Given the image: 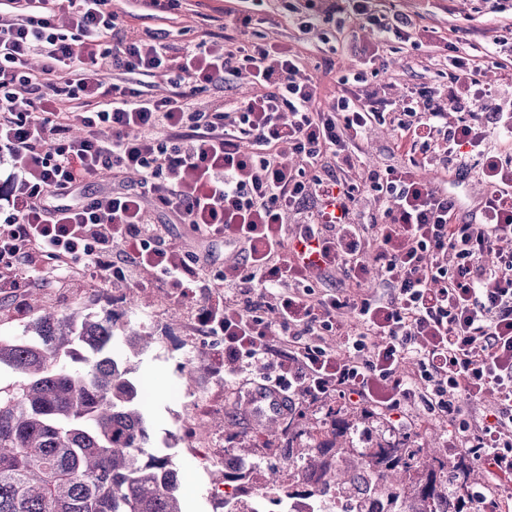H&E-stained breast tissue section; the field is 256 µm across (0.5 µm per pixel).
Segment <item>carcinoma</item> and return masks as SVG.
Segmentation results:
<instances>
[{"label":"carcinoma","instance_id":"carcinoma-1","mask_svg":"<svg viewBox=\"0 0 512 512\" xmlns=\"http://www.w3.org/2000/svg\"><path fill=\"white\" fill-rule=\"evenodd\" d=\"M153 339L118 330L115 314L43 309L24 335L0 337V367L19 380L0 390V512H182L180 478L171 456L149 451L144 386L113 352ZM88 353L86 368L67 359ZM373 413L361 421L331 414L332 440L311 443L288 457L296 471L288 489L268 484L277 502L316 501L335 484L336 462L349 461L343 492L357 494V512H472L466 453L454 459L416 440H378ZM243 476L224 469L220 484L243 493Z\"/></svg>","mask_w":512,"mask_h":512}]
</instances>
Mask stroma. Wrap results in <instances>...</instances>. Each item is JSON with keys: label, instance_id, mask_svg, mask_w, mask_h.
Returning <instances> with one entry per match:
<instances>
[{"label": "stroma", "instance_id": "1", "mask_svg": "<svg viewBox=\"0 0 512 512\" xmlns=\"http://www.w3.org/2000/svg\"><path fill=\"white\" fill-rule=\"evenodd\" d=\"M284 2L293 6L297 0H262L261 4L252 6L251 12L264 18L263 29L269 37L296 51L308 67L331 60V71L321 73L320 78L324 96L333 95L337 78L353 76L361 68V51L374 43L375 28L365 22L357 23L350 45L333 52L328 43L337 37L334 26L329 24L310 34H301L292 23L277 20V10ZM238 6V0H185L177 15L164 20L152 15L142 0H114L112 4L130 26L165 29L186 39L212 28L215 22H228V10ZM491 7L487 0H375L378 13L410 15L417 26L435 29L441 39L419 46L392 41L386 53V68L377 80L366 85V93L398 99L415 88L447 83L448 76L439 60L447 53L449 43L458 38L470 50L481 52L496 44L502 54L512 53V0H499L495 6L499 9L497 20L489 24L484 15ZM465 20L469 21L470 27L464 37H457L454 27ZM137 295L138 301L132 305L123 298L121 290L112 288L110 282H93L75 276L49 288H31L12 297L0 296V336L21 335L24 323L35 318L36 306L40 303L67 312H98L106 307L120 314L122 321L132 328H151L153 342L150 348L131 357L130 365L133 377L146 382L151 390L146 415L152 442L160 453L172 456L182 478L193 479L195 483L194 494L181 496L183 512H224V497L217 494L213 482L219 464H202L187 439L186 425L193 408V396L203 394L223 402V410L210 419V445L215 450L224 449L236 458L251 462L246 486L252 490L264 484L269 464L287 466L288 422L278 420L277 440L271 442L259 437V425L245 408L238 386L257 378L263 370L262 363H253L251 368L239 374L238 386L225 385L223 374L211 362L196 359L200 345L211 348L217 346L218 341L211 338L203 343L191 334L188 303L169 297L160 288H141ZM192 361L198 362L200 373L196 382L188 386L183 382L182 368ZM338 408L353 419L363 412L362 407L339 396H330L303 404V428L314 436L325 437L326 414ZM379 431L391 439L414 432L420 443L443 448L456 427L448 418L428 412L417 400L408 404L402 421L385 418Z\"/></svg>", "mask_w": 512, "mask_h": 512}]
</instances>
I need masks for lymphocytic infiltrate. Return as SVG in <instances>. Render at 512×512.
I'll list each match as a JSON object with an SVG mask.
<instances>
[{
	"instance_id": "f902f5d3",
	"label": "lymphocytic infiltrate",
	"mask_w": 512,
	"mask_h": 512,
	"mask_svg": "<svg viewBox=\"0 0 512 512\" xmlns=\"http://www.w3.org/2000/svg\"><path fill=\"white\" fill-rule=\"evenodd\" d=\"M348 4L379 44L437 39L406 15H376L372 0ZM447 62L453 124L432 88L365 104L345 86L322 106L315 73L262 33L184 41L127 28L111 0H0V292L82 272L194 298L191 320L221 338L225 364L266 362L258 388L294 408L335 393L396 413L420 399L457 420L458 447L489 482L511 487L512 159L491 135L512 139V99L486 80L497 51L477 60L456 46ZM241 76L247 89L226 95ZM153 79L166 96L151 94ZM386 121L402 161L367 167L364 137ZM421 163L487 184L475 213L444 174L421 179ZM88 177L113 187L89 190ZM293 212L304 222L295 234ZM171 223L240 261L213 268L166 239ZM372 264L386 296L363 289ZM336 271L356 294L316 295ZM324 332L341 351L319 344ZM488 390L496 406L464 419Z\"/></svg>"
}]
</instances>
